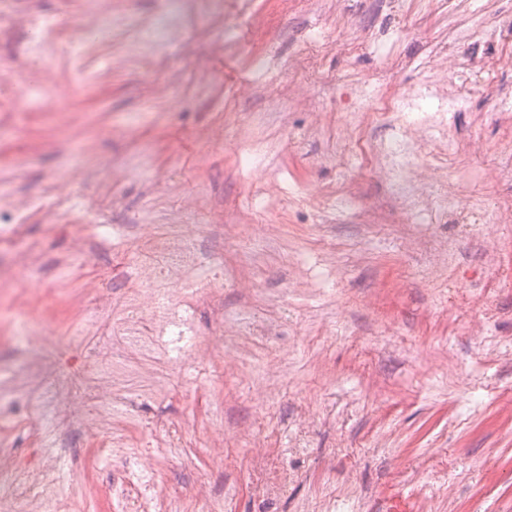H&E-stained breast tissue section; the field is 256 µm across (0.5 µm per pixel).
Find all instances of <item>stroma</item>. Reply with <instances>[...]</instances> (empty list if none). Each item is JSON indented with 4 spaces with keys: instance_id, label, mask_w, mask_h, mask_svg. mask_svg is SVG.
<instances>
[{
    "instance_id": "35a3bbf8",
    "label": "stroma",
    "mask_w": 512,
    "mask_h": 512,
    "mask_svg": "<svg viewBox=\"0 0 512 512\" xmlns=\"http://www.w3.org/2000/svg\"><path fill=\"white\" fill-rule=\"evenodd\" d=\"M512 0H0V81L51 98L23 111L0 106V207L24 208L14 251L30 252L38 289L13 286L0 317V449L36 447L77 512H122L112 497L121 462L96 454L86 433L56 427L57 409L26 401L56 376L22 378L31 330L70 335L85 312L106 318L126 347L124 310L101 293L110 269L140 246L142 225L224 228V330L275 318L267 348H236L245 371L171 361L154 332L133 352L174 387L149 378L70 383L88 413L98 396L132 389L147 401L124 409L127 453L157 447L162 464L135 475L142 492L165 482L192 503L198 483L224 512H512V279L475 285L489 255L512 256V223L456 215L419 235L394 221L388 186L350 161L338 173L336 115L380 89L403 98L451 89L449 55L504 53L512 34L492 29ZM110 22L105 40L82 30ZM482 24L474 45L456 33ZM449 113L460 138L497 142L512 114V63L496 82L461 91ZM487 158L463 156L450 189L475 204L512 195ZM341 191L346 207L320 208ZM96 211L102 226L88 224ZM459 262L435 284L425 267L445 240ZM496 318L481 332L462 319ZM223 401L224 453L201 440ZM191 417L196 432L160 446L152 423ZM288 470L277 500L253 494V443Z\"/></svg>"
}]
</instances>
